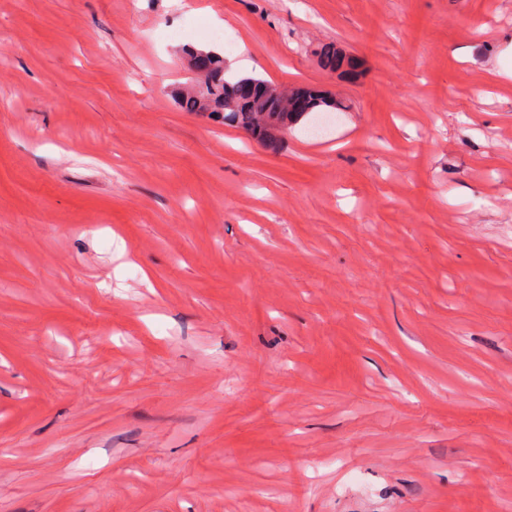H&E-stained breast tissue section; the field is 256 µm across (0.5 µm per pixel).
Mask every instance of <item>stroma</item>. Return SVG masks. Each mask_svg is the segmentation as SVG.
Segmentation results:
<instances>
[{"instance_id": "35a3bbf8", "label": "stroma", "mask_w": 512, "mask_h": 512, "mask_svg": "<svg viewBox=\"0 0 512 512\" xmlns=\"http://www.w3.org/2000/svg\"><path fill=\"white\" fill-rule=\"evenodd\" d=\"M188 47L344 110L271 149ZM0 52V512H512V0H0Z\"/></svg>"}]
</instances>
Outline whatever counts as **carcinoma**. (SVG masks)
Here are the masks:
<instances>
[{"label": "carcinoma", "mask_w": 512, "mask_h": 512, "mask_svg": "<svg viewBox=\"0 0 512 512\" xmlns=\"http://www.w3.org/2000/svg\"><path fill=\"white\" fill-rule=\"evenodd\" d=\"M325 67L339 70L351 63L333 48L321 51ZM207 71V97L189 92L178 96L180 106L187 112L208 111L222 116L224 123L248 131L255 139L275 148L279 135L315 112H333L339 108L336 99L325 92L305 89L308 111L297 112L286 103L283 93L262 79H237L225 73L224 59L205 54L198 61Z\"/></svg>", "instance_id": "obj_1"}]
</instances>
